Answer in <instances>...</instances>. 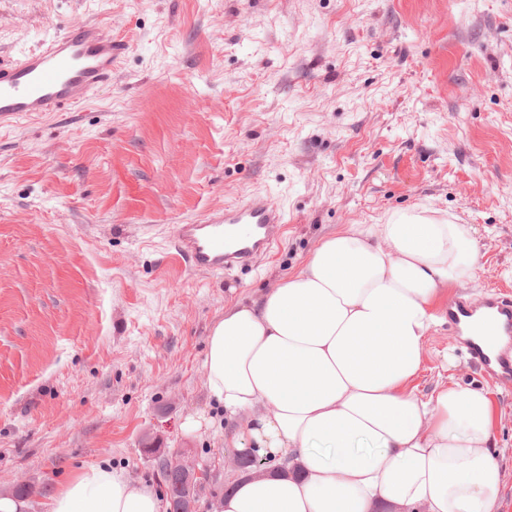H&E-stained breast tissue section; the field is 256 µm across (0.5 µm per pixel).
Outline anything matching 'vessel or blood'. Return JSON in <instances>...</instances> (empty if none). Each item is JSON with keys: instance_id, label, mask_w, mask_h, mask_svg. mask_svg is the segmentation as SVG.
Returning a JSON list of instances; mask_svg holds the SVG:
<instances>
[{"instance_id": "b4317fda", "label": "vessel or blood", "mask_w": 512, "mask_h": 512, "mask_svg": "<svg viewBox=\"0 0 512 512\" xmlns=\"http://www.w3.org/2000/svg\"><path fill=\"white\" fill-rule=\"evenodd\" d=\"M118 49L105 27L83 22L55 34L19 61L0 64V124L80 104L111 83ZM286 222L281 205L250 194L196 223L178 225L176 255L199 271L249 267L279 241ZM241 224L248 225L247 234L238 233ZM448 328L492 382L512 385V299L496 293L476 301L456 299L448 305Z\"/></svg>"}]
</instances>
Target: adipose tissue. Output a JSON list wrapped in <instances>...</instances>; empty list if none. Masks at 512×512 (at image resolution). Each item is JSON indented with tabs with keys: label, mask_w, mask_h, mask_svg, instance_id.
<instances>
[{
	"label": "adipose tissue",
	"mask_w": 512,
	"mask_h": 512,
	"mask_svg": "<svg viewBox=\"0 0 512 512\" xmlns=\"http://www.w3.org/2000/svg\"><path fill=\"white\" fill-rule=\"evenodd\" d=\"M479 262L467 225L427 207L351 224L210 331L206 385L229 474L220 512H494L501 468L486 390L411 384L447 288ZM44 512H164L157 491L90 465Z\"/></svg>",
	"instance_id": "1"
}]
</instances>
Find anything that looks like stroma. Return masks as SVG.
Masks as SVG:
<instances>
[{"label": "stroma", "mask_w": 512, "mask_h": 512, "mask_svg": "<svg viewBox=\"0 0 512 512\" xmlns=\"http://www.w3.org/2000/svg\"><path fill=\"white\" fill-rule=\"evenodd\" d=\"M76 21L120 42L111 85L0 125L1 496L102 461L161 490L180 450L207 470L193 512H218L211 328L345 225L454 215L479 264L449 299L512 298V0H0V62ZM250 192L288 213L255 267L173 260L177 225ZM414 384L488 390L512 512V387L444 323Z\"/></svg>", "instance_id": "35a3bbf8"}]
</instances>
